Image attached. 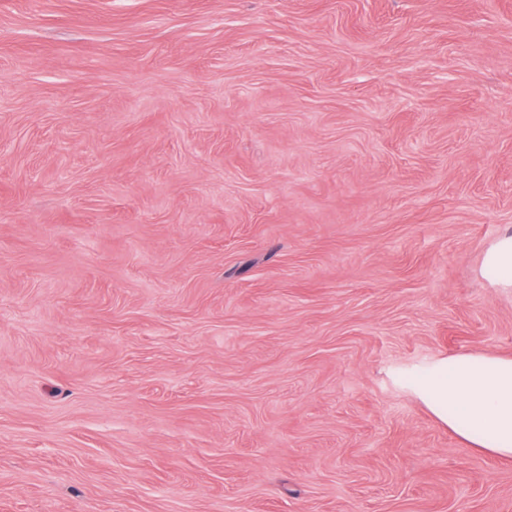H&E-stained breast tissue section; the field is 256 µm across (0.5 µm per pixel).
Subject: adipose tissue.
Returning a JSON list of instances; mask_svg holds the SVG:
<instances>
[{
	"label": "adipose tissue",
	"instance_id": "obj_1",
	"mask_svg": "<svg viewBox=\"0 0 512 512\" xmlns=\"http://www.w3.org/2000/svg\"><path fill=\"white\" fill-rule=\"evenodd\" d=\"M482 273L512 288V232L486 249ZM404 387L459 439L491 456L512 460V356L464 353L397 368Z\"/></svg>",
	"mask_w": 512,
	"mask_h": 512
}]
</instances>
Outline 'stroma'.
Wrapping results in <instances>:
<instances>
[{
	"mask_svg": "<svg viewBox=\"0 0 512 512\" xmlns=\"http://www.w3.org/2000/svg\"><path fill=\"white\" fill-rule=\"evenodd\" d=\"M509 227L512 0H0V512H512ZM483 276L497 288H512V232L500 234L486 249ZM403 386L472 448L512 460V356L464 353L398 367Z\"/></svg>",
	"mask_w": 512,
	"mask_h": 512,
	"instance_id": "1",
	"label": "stroma"
}]
</instances>
